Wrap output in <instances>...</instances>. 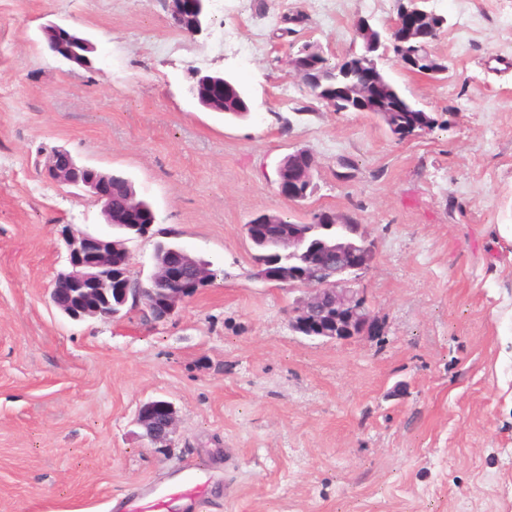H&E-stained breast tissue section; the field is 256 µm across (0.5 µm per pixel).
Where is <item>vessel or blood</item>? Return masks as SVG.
<instances>
[{
  "label": "vessel or blood",
  "instance_id": "obj_1",
  "mask_svg": "<svg viewBox=\"0 0 512 512\" xmlns=\"http://www.w3.org/2000/svg\"><path fill=\"white\" fill-rule=\"evenodd\" d=\"M207 472V467L185 463L172 483L154 484L140 494L114 500L112 512H200L209 493Z\"/></svg>",
  "mask_w": 512,
  "mask_h": 512
}]
</instances>
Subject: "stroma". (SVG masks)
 Returning a JSON list of instances; mask_svg holds the SVG:
<instances>
[{
  "mask_svg": "<svg viewBox=\"0 0 512 512\" xmlns=\"http://www.w3.org/2000/svg\"><path fill=\"white\" fill-rule=\"evenodd\" d=\"M446 24L432 80L389 50L386 79L436 120L400 138L377 117L318 102L288 64L320 45L363 53L398 0H223L199 36L165 0H0V512H108L179 463L228 456L203 512H512V0H429ZM56 23L96 47L59 61ZM255 43L253 53L234 51ZM236 79L247 119L187 92L195 71ZM132 180L156 213L129 242L131 273L182 243L218 270L167 322L133 311L73 321L48 290L63 225L107 234L93 198L47 181L48 153ZM304 149L315 191L280 197L275 170ZM351 217L375 245L363 290L382 331L325 342L294 332L296 294L253 278L244 226ZM178 410L170 446L137 406ZM44 38L49 51L59 59L78 67H89L91 60L89 54L95 51V46L88 40L80 38L73 30L57 25L50 24L43 29ZM77 42L83 47L82 53L75 52L68 48V44Z\"/></svg>",
  "mask_w": 512,
  "mask_h": 512,
  "instance_id": "35a3bbf8",
  "label": "stroma"
}]
</instances>
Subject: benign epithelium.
Instances as JSON below:
<instances>
[{
  "label": "benign epithelium",
  "mask_w": 512,
  "mask_h": 512,
  "mask_svg": "<svg viewBox=\"0 0 512 512\" xmlns=\"http://www.w3.org/2000/svg\"><path fill=\"white\" fill-rule=\"evenodd\" d=\"M176 27L190 35L203 33L209 25L208 0H167ZM429 0H400L397 17L390 30V42L400 62L412 71L437 75L441 73L433 61L428 45L419 52L409 45L413 39L437 40L446 18L427 7ZM49 51L59 59L86 68L91 63L89 54L95 46L80 38L73 30L50 24L43 29ZM322 56L319 47L299 57H289V66L300 76L313 71ZM336 71L354 78L350 99L353 105L343 103L340 97L329 100L333 108L354 109L357 112H384L387 89L380 83L377 63L364 65V55H356L336 64ZM213 76L197 72L194 84L200 87L195 99L210 111L223 109L222 101L209 92ZM86 166L78 163L69 151L56 148L44 164L46 178L64 187H73L92 197L101 206V214L112 221L115 214L125 216L126 227L136 237L149 234L156 223L152 207L136 202L135 195L117 196L112 193V175L90 168L93 176L79 177ZM314 160L305 150L296 151L282 159L276 169V184L281 197L290 202L308 198L313 185ZM307 230L303 224L288 225L281 234L284 245L297 250L304 245ZM61 236L66 246L67 269L58 273L50 289L54 307L67 318L80 321L101 317L114 319L119 312L112 310V295H117L118 306L138 310L151 322H164L175 315L178 308L192 298L199 289L208 285L212 273L209 267L197 263L186 247L169 249L162 262L155 265L145 278H133L130 272V252L112 242V237L65 226ZM375 256L371 244L336 249L334 278H318L315 267L319 256H310L309 268L279 279L267 272L259 278L288 285L302 292L289 311V326L312 339L326 342L344 341L369 336L377 329V321L368 307L367 298L351 287L372 263ZM134 424L143 430V436L154 444L168 446L178 425L177 410L173 403L159 399L141 404Z\"/></svg>",
  "instance_id": "obj_1"
}]
</instances>
